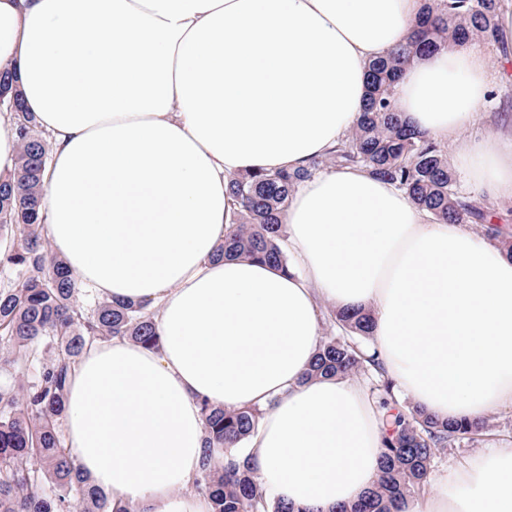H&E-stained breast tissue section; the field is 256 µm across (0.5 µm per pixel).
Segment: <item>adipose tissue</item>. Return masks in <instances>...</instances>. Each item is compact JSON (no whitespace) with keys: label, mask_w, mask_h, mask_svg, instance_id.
<instances>
[{"label":"adipose tissue","mask_w":512,"mask_h":512,"mask_svg":"<svg viewBox=\"0 0 512 512\" xmlns=\"http://www.w3.org/2000/svg\"><path fill=\"white\" fill-rule=\"evenodd\" d=\"M421 0H0V71L50 139L41 212L79 282L158 310L159 349L93 343L70 379L66 446L134 512H211L193 490L201 401L263 408L245 452L268 497L330 512L371 490L382 414L350 376L305 373L322 308H364L383 367L440 420L512 407V252L434 221L350 166L314 173L283 216L290 270L213 259L230 178L296 169L345 139L366 69L405 44ZM503 78L470 46L411 65L396 107L451 163L512 201ZM491 132L464 136L477 117ZM432 479L409 512H512V442ZM488 112H509L512 114V81L498 86L485 105Z\"/></svg>","instance_id":"ef3b65f1"}]
</instances>
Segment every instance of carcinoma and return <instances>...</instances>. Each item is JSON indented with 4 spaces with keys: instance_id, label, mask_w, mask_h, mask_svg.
I'll return each instance as SVG.
<instances>
[{
    "instance_id": "obj_1",
    "label": "carcinoma",
    "mask_w": 512,
    "mask_h": 512,
    "mask_svg": "<svg viewBox=\"0 0 512 512\" xmlns=\"http://www.w3.org/2000/svg\"><path fill=\"white\" fill-rule=\"evenodd\" d=\"M501 0H427L410 41L368 64L365 103L347 138L324 158L288 171L258 170L230 179L240 200V223L231 225L217 258L257 259L284 267L288 209L295 187L321 164L332 168L362 165L394 183L409 200L441 222L507 224L509 217L481 199H463L448 154L410 125L395 104V89L406 66L443 44L500 40ZM18 164L0 178V266L17 270L18 282L0 287V340L25 364L41 344L53 349L49 364L33 382L21 381L0 392V512H66L76 498L79 512H114V495L95 487L62 445L57 425L67 408L70 374L89 343L126 338L150 349L160 347L154 311L148 305L101 297L90 308L78 303L81 285L65 261L53 254L42 234L39 208L44 192L40 166L48 140L26 112L15 117ZM338 336L322 338L306 378L375 371L371 397L389 410L375 489L335 512H406L414 495L428 485L436 451H453L474 441L472 425H448L415 405L404 406L396 384L384 376L378 357L366 356L360 342L372 336L371 314L363 309L334 312ZM205 446L195 489L208 496L212 512H309L271 501L242 456L263 411L256 406L226 409L201 403ZM52 484L51 493L39 483Z\"/></svg>"
}]
</instances>
